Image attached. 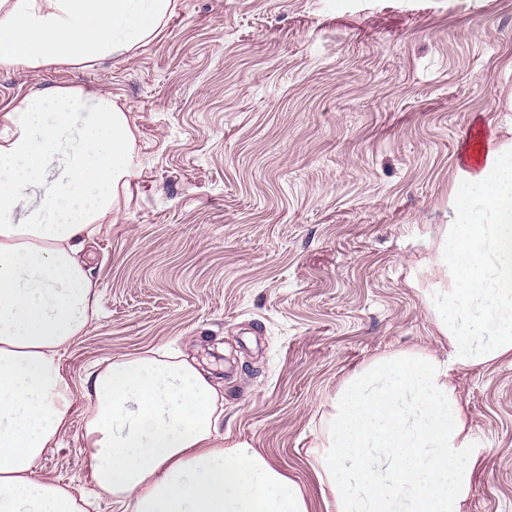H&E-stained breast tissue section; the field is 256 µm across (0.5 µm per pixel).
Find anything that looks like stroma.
I'll use <instances>...</instances> for the list:
<instances>
[{
  "instance_id": "1",
  "label": "stroma",
  "mask_w": 512,
  "mask_h": 512,
  "mask_svg": "<svg viewBox=\"0 0 512 512\" xmlns=\"http://www.w3.org/2000/svg\"><path fill=\"white\" fill-rule=\"evenodd\" d=\"M78 86L129 109L137 170L85 249L99 307L62 354L69 427L37 476L91 492V375L164 349L210 372L225 445L334 512L312 463L342 383L442 349L430 268L473 134H512V0H180L126 56L0 70V115ZM451 381L477 442L465 512H512V360Z\"/></svg>"
}]
</instances>
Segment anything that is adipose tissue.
<instances>
[{
	"label": "adipose tissue",
	"mask_w": 512,
	"mask_h": 512,
	"mask_svg": "<svg viewBox=\"0 0 512 512\" xmlns=\"http://www.w3.org/2000/svg\"><path fill=\"white\" fill-rule=\"evenodd\" d=\"M175 0H0V68L90 66L149 44ZM127 110L92 87L36 91L0 116V512H85L35 475L65 432L59 355L97 302L79 255L129 187ZM433 261L446 356L391 354L344 382L315 472L335 512H464L474 439L450 371L512 357V140L478 138L457 168ZM91 479L118 512H309L300 486L218 434L205 368L123 356L87 393Z\"/></svg>",
	"instance_id": "obj_1"
}]
</instances>
